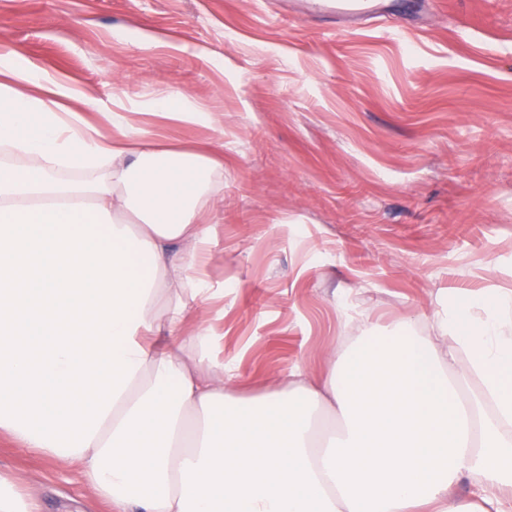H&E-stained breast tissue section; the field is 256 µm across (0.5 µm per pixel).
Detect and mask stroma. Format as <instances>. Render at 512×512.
I'll list each match as a JSON object with an SVG mask.
<instances>
[{"label":"stroma","mask_w":512,"mask_h":512,"mask_svg":"<svg viewBox=\"0 0 512 512\" xmlns=\"http://www.w3.org/2000/svg\"><path fill=\"white\" fill-rule=\"evenodd\" d=\"M7 50L95 100L102 130L138 103L159 146L223 142L200 276L229 402L403 321L439 335L449 296L512 290V0H404L353 27L306 0H0ZM171 90L223 136L145 109ZM0 474L39 512H113L3 432Z\"/></svg>","instance_id":"35a3bbf8"}]
</instances>
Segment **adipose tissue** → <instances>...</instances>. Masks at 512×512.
I'll return each mask as SVG.
<instances>
[{"label":"adipose tissue","mask_w":512,"mask_h":512,"mask_svg":"<svg viewBox=\"0 0 512 512\" xmlns=\"http://www.w3.org/2000/svg\"><path fill=\"white\" fill-rule=\"evenodd\" d=\"M95 106L0 55V148L35 160L0 165V430L80 466L115 512H506L512 293L451 300L442 356L365 336L323 379L292 370L294 397L229 405L212 327L185 330L215 298L197 271L217 163L120 112L103 132ZM323 407L340 424L318 440Z\"/></svg>","instance_id":"ef3b65f1"}]
</instances>
